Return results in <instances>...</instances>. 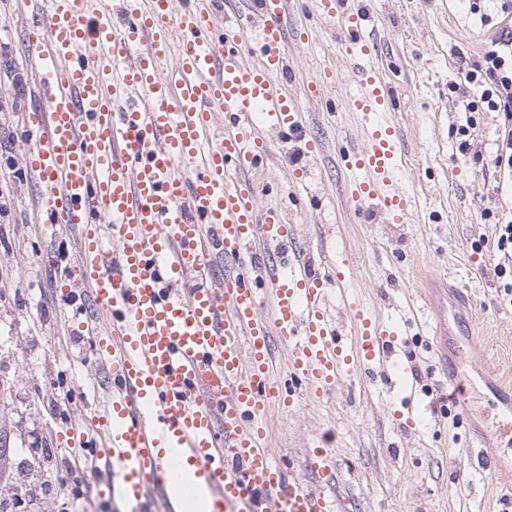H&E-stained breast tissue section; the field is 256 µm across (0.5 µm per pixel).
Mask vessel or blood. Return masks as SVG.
Segmentation results:
<instances>
[{"mask_svg": "<svg viewBox=\"0 0 512 512\" xmlns=\"http://www.w3.org/2000/svg\"><path fill=\"white\" fill-rule=\"evenodd\" d=\"M289 3L21 0L26 61L40 76L25 116L37 221L74 234L71 258L51 261L53 300L90 341L105 388L59 441L91 450L106 489L154 512H184L198 477L212 512H348L327 436L309 438L307 475L293 479L269 421L357 369L407 371L398 326L355 302L356 341L344 342L329 274L296 246L283 209L258 206L268 133L308 155L321 148L298 97L278 90L297 35ZM314 4L358 65L347 109L363 138L340 157L347 200L407 223L417 199L398 186L393 91L371 65L370 11L362 0Z\"/></svg>", "mask_w": 512, "mask_h": 512, "instance_id": "b4317fda", "label": "vessel or blood"}]
</instances>
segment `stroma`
I'll return each instance as SVG.
<instances>
[{"label": "stroma", "mask_w": 512, "mask_h": 512, "mask_svg": "<svg viewBox=\"0 0 512 512\" xmlns=\"http://www.w3.org/2000/svg\"><path fill=\"white\" fill-rule=\"evenodd\" d=\"M379 45L376 65L395 95L400 129V186L419 208L406 224H383L355 215L345 197L349 175L339 150L360 145L362 127L344 107L354 90L353 65L321 22L311 0L293 5L291 21L317 29L310 41L290 46L292 87L314 81L335 66L336 84L323 101H302L306 133L322 145L317 159L276 152L275 203L297 224L296 244L311 249L320 266L340 267L330 290L339 330L355 333L345 307L352 300L373 308L382 323L398 324L411 340L414 388L465 381L468 415L444 411L414 430L394 418L404 389L360 374L328 398L302 400L291 415H274L270 444L276 457L303 473L301 448L310 434L334 443L338 478L355 512H512V435L496 436L512 416L494 392L512 388V299L495 268L500 223L512 220V178L493 165L501 123L494 112L466 113L452 84L481 61L494 37L467 0H366ZM18 0H0V438L14 466L0 477V498L15 512H47L37 491L50 479L79 483L83 495L70 512H134L122 497L100 499L87 478L67 471L56 449L58 426L77 418V407L54 411L39 394L61 382L90 388L89 368L79 362L47 363L48 347L79 350L52 302V252L67 256L32 221L37 180L25 166L28 141L20 115L33 102V81L23 66ZM468 125L467 138L457 133ZM492 210L484 218V210ZM53 457L33 462L31 451Z\"/></svg>", "instance_id": "1"}]
</instances>
